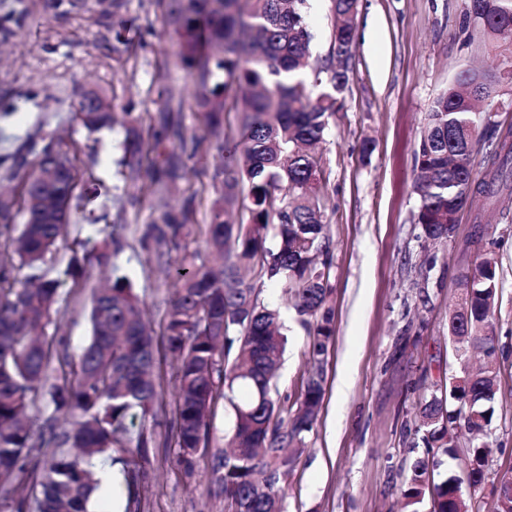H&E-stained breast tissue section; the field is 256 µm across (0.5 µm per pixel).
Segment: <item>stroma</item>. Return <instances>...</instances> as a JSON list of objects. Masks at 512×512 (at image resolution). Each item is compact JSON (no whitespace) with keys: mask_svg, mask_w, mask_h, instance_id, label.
Wrapping results in <instances>:
<instances>
[{"mask_svg":"<svg viewBox=\"0 0 512 512\" xmlns=\"http://www.w3.org/2000/svg\"><path fill=\"white\" fill-rule=\"evenodd\" d=\"M313 59L331 44L330 0H309ZM470 0H360L356 39L342 105L320 145L322 205L328 224V297L335 333L324 356V392L307 446L288 479L284 512H401L400 488L412 462L425 454L417 428L421 402L458 370L448 335L456 274L477 252L498 265L495 313L500 387L488 438L491 470L512 467V199L499 202L485 241L474 237L482 201L461 214L453 238L424 244L416 222L414 153L433 100L464 69L512 65L469 14ZM124 20L136 47L119 48L115 20ZM177 45L155 0H107L80 9L54 0H0V186L19 188L15 174L32 167L49 139L75 154L79 194L67 234L49 264L65 268L80 241L118 225L117 263L143 300L164 387L173 360L163 319L176 283L169 277L187 254L208 259L206 224L214 160L188 161L168 191L147 172L129 179L119 161L122 130L88 133L72 118L81 97L97 91L113 111L143 114V138L153 144L159 117L172 113L186 137L210 140L195 102V77L177 60ZM371 153H364V146ZM191 210L175 245L157 246L151 226L162 212ZM433 266H425V258ZM84 273L67 279L68 304L58 316L71 356L90 340L88 297L107 269L83 257ZM264 302L278 306L287 345L275 379L277 397L294 406L307 370L309 330L290 295L266 285ZM163 445L149 451L139 479V512H224L208 489L213 448L233 427L227 403L212 418L213 448L199 449L192 468L170 447L174 401L165 395L147 420Z\"/></svg>","mask_w":512,"mask_h":512,"instance_id":"stroma-1","label":"stroma"}]
</instances>
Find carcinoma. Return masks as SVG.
<instances>
[{
	"label": "carcinoma",
	"instance_id": "cac0c4a2",
	"mask_svg": "<svg viewBox=\"0 0 512 512\" xmlns=\"http://www.w3.org/2000/svg\"><path fill=\"white\" fill-rule=\"evenodd\" d=\"M164 0L163 23L173 27L180 60L196 77L195 102L205 113L217 152L206 243L216 264L183 257L175 267L178 288L164 319V338L176 360L174 405L178 459L189 465L212 444L211 409L224 399L234 425L228 448L212 454L209 482L224 494L228 512H280L288 477L306 447L323 396V359L333 335L326 307L327 224L320 207V155L328 120L341 107L348 83V56L355 42L359 0H331L329 58L306 73L313 35L306 22L308 0ZM470 16L484 32L512 48V0H470ZM321 86L312 97L309 87ZM512 87V70L461 71L431 105L415 153L417 223L424 241L453 237L470 199H498L512 190V130L502 131L478 103ZM101 95L87 92L75 114L90 133L112 127L99 110ZM235 112L237 136L225 132ZM143 114L125 113L126 166L137 174L143 152ZM496 143L485 160L493 173L479 176V145ZM191 152L172 155L165 174L174 181ZM79 179L69 149L50 140L24 174L25 222L15 224V204L0 203V237L12 252L0 257V508L16 512H89L101 482L94 460L122 455L128 488L137 485L147 448L157 444L145 421L164 390L154 375L153 338L143 321L141 298L117 274V252L93 247L112 278L89 295L91 341L78 356L72 377L53 381V360L68 361L66 349L52 354L41 329L65 300L62 282L50 276L47 256L69 220ZM153 226L162 244L177 231L165 214ZM275 243L265 247L269 225ZM26 271L24 279L14 269ZM255 274L290 292L297 314L310 326L306 357L311 369L301 401L292 410L275 398L274 378L286 336L280 312L261 301ZM466 293L448 318L457 362L478 349L486 362L462 370L424 399L418 430L426 456L416 460L400 489L404 508L420 512H480L463 485L476 487L489 475L486 439L494 418L499 371L494 339L498 296L496 263L484 256L459 270ZM52 407L46 431L36 434L31 408L38 397ZM67 426L55 428L57 415ZM464 432L460 453L456 431ZM461 460V473L441 474L442 457ZM509 473H496L495 512H512Z\"/></svg>",
	"mask_w": 512,
	"mask_h": 512
}]
</instances>
